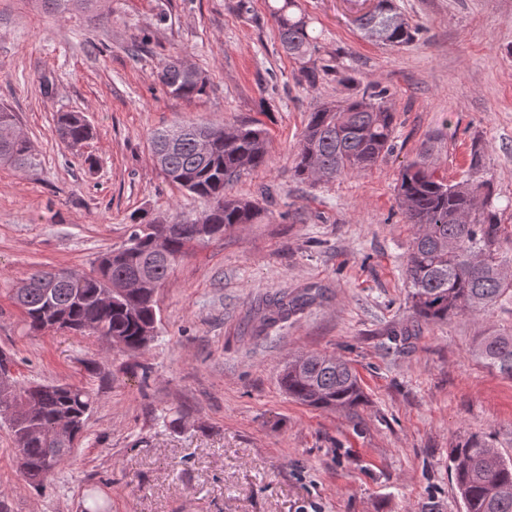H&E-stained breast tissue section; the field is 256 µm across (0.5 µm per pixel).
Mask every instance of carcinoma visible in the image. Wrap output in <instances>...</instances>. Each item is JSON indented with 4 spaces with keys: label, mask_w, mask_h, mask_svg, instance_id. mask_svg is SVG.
I'll return each instance as SVG.
<instances>
[{
    "label": "carcinoma",
    "mask_w": 512,
    "mask_h": 512,
    "mask_svg": "<svg viewBox=\"0 0 512 512\" xmlns=\"http://www.w3.org/2000/svg\"><path fill=\"white\" fill-rule=\"evenodd\" d=\"M284 52L299 64L301 79L313 87L336 70L311 18L297 0H275L270 6ZM364 38L385 46L412 43L417 28L398 11L394 0L378 6L357 23ZM160 83L176 97L192 98L206 92L198 73L189 75L165 63ZM383 92L362 91L343 104L325 103L310 112L301 145L295 155L293 177L301 182H329L375 166L394 149L396 115L383 101ZM56 124L62 141L81 144L92 129L80 112H60ZM217 134L208 154L197 150L203 133ZM268 131L259 122L219 127L175 126L153 133L151 147L162 173L173 184L212 201V206L183 231L169 238L166 252L155 249L154 224H135L118 249L102 253L88 274L75 280H53L31 271L27 285L15 292L24 307L28 332L38 333L59 320L66 328L110 336L127 352L146 348L157 329L155 294L177 262L193 247L224 237L242 224H254L261 208L248 198H232L225 189L241 174L269 164ZM432 147L420 150L397 178V200L408 223L417 227L408 253L405 275L413 326L444 322L451 316L477 315L504 298L512 297V259L499 253L502 227L488 180L448 183L431 162ZM37 164L29 142L0 131V167L23 171ZM140 286L115 295L112 306H97L105 287L120 288L129 280ZM308 294L272 301L264 315L267 326L286 321L309 304ZM474 355L489 368L512 380V335L487 336ZM14 392L33 391L25 404L0 395V421L7 424L18 451L20 469L34 487L67 461L73 448L50 446L45 436L69 418L85 424L94 404L92 393L70 384L22 385ZM285 394L302 404L353 413L365 393L348 362L321 354H301L288 361L280 375ZM448 468L462 512H512V461L502 458L484 436L470 435L450 449Z\"/></svg>",
    "instance_id": "carcinoma-1"
}]
</instances>
